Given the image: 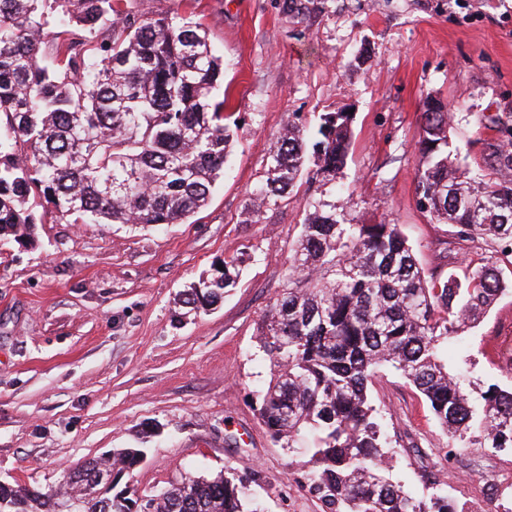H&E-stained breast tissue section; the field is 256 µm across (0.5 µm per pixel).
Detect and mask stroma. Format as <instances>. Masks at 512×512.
<instances>
[{"label": "stroma", "instance_id": "35a3bbf8", "mask_svg": "<svg viewBox=\"0 0 512 512\" xmlns=\"http://www.w3.org/2000/svg\"><path fill=\"white\" fill-rule=\"evenodd\" d=\"M160 18L192 16L224 58L225 113L239 126L224 177L199 220L163 230L128 224H45L35 246L0 243V481L54 492L66 472L119 448H142L128 480L145 494L182 471L257 473L262 512H320L294 481L312 434L276 445L258 414L270 363L255 328L281 292L317 189L293 191L245 223L281 128L352 112L337 183L355 224L399 225L425 274L496 259L484 239L457 244L421 212V106L442 100L461 167L487 180L512 153V0H320L291 17L281 0H127ZM242 273L223 302L178 321L177 298L220 259ZM478 387L512 384V291L464 331ZM396 450L393 478L415 495H448L466 512L512 507V451L455 446L419 392L393 368L372 389Z\"/></svg>", "mask_w": 512, "mask_h": 512}]
</instances>
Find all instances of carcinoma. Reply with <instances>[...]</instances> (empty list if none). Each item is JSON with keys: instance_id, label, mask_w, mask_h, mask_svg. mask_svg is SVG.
<instances>
[{"instance_id": "obj_1", "label": "carcinoma", "mask_w": 512, "mask_h": 512, "mask_svg": "<svg viewBox=\"0 0 512 512\" xmlns=\"http://www.w3.org/2000/svg\"><path fill=\"white\" fill-rule=\"evenodd\" d=\"M125 0H0V242H37L40 224H186L208 206L237 133L224 122V59L202 24L148 18ZM290 16L314 0H282ZM415 172L418 205L457 241L487 238L512 254V180L489 183L457 164L446 112H422ZM351 114L328 112L309 132L290 120L253 193V222L294 188L312 149L313 178L336 187L351 147ZM292 272L258 327L271 378L259 416L273 440L314 435L294 481L322 512H464L451 497H420L394 481V448L371 388L391 366L423 397L454 441L512 448V388L474 389L448 366V339L488 311L512 278L469 263L464 277L426 280L396 224H350L336 201L306 203ZM237 262L191 283L182 303L211 306L237 284ZM141 448L112 455V495L73 512H142L119 476ZM101 463L68 470L72 492ZM256 478L224 470L180 476L146 495L150 512H260ZM72 496L0 486V512H63Z\"/></svg>"}]
</instances>
